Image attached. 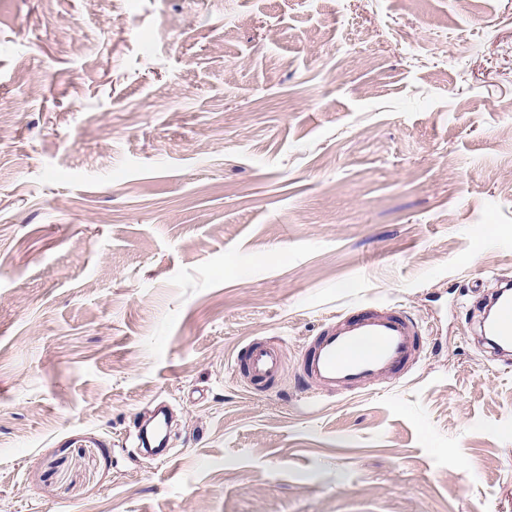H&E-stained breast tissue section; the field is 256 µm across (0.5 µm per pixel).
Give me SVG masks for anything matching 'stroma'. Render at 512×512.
I'll use <instances>...</instances> for the list:
<instances>
[{
	"label": "stroma",
	"mask_w": 512,
	"mask_h": 512,
	"mask_svg": "<svg viewBox=\"0 0 512 512\" xmlns=\"http://www.w3.org/2000/svg\"><path fill=\"white\" fill-rule=\"evenodd\" d=\"M509 278L512 0H0V512H512ZM363 304L417 364L311 398ZM499 288L483 321L485 336L492 339L491 345L498 350L512 347V284L509 281ZM284 370L282 352L278 347L260 341L249 343L246 350L245 371L242 376L249 386L274 385ZM156 428L153 433H148L146 426L140 432L144 435V445L146 452L155 460L165 458V433L166 422L163 416H160L155 422Z\"/></svg>",
	"instance_id": "stroma-1"
}]
</instances>
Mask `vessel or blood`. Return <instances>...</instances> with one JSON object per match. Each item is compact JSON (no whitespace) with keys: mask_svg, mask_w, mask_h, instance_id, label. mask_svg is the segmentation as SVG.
<instances>
[{"mask_svg":"<svg viewBox=\"0 0 512 512\" xmlns=\"http://www.w3.org/2000/svg\"><path fill=\"white\" fill-rule=\"evenodd\" d=\"M483 321L494 348L512 347V284L500 287ZM421 328L385 305L344 311L325 322L301 359L303 379L322 393L368 391L404 375L418 361ZM284 370L279 348L255 341L246 350L247 385H273ZM166 422L157 420L144 445L153 459L165 456Z\"/></svg>","mask_w":512,"mask_h":512,"instance_id":"obj_1","label":"vessel or blood"}]
</instances>
